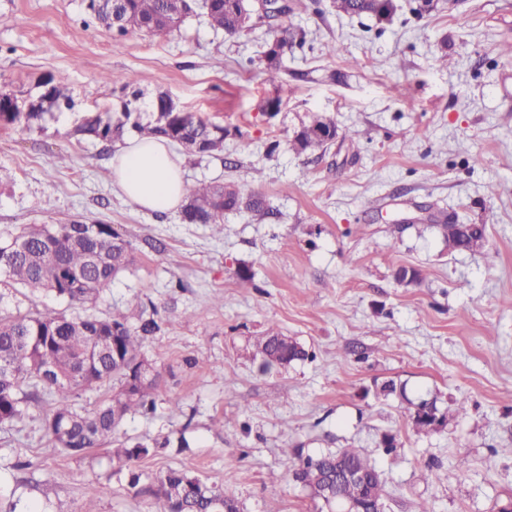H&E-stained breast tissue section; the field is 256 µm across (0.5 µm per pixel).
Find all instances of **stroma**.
Masks as SVG:
<instances>
[{
  "mask_svg": "<svg viewBox=\"0 0 512 512\" xmlns=\"http://www.w3.org/2000/svg\"><path fill=\"white\" fill-rule=\"evenodd\" d=\"M394 2L381 20L300 0L290 21L305 42L274 86L261 60L274 20L235 37L198 15L165 35H121L92 20L87 0H0V93L36 96L50 76L74 101L41 127L0 128V231L101 222L136 254L96 302L8 304L99 316L157 308L162 329L145 345L161 374L156 409L129 415L117 437L182 434L189 446L139 470L187 471L223 487L241 512H321L285 449L305 458L362 448L385 483L383 512L512 506V57L500 53L512 43V0H458L420 17L414 0ZM109 73L135 74L142 103L163 92L222 124L223 152L183 159L185 180L260 194L266 214L225 213L216 235L126 200L111 153L71 135L85 113L119 103ZM316 113L334 118L339 136L322 153L289 150ZM436 216L485 225L494 262L450 251L430 226ZM401 217L411 223L399 233ZM402 267L421 281L397 282ZM241 269L252 275L245 287ZM273 325L309 359L260 372L245 347ZM388 381L396 393H381ZM173 397L183 402L175 419ZM423 400L445 422L418 435L405 407ZM387 436L395 453L382 447ZM462 457L468 470L455 466ZM18 458L38 464L24 484L10 468ZM47 476L48 505L37 489ZM94 488L98 512L157 508L117 473L110 448L62 454L36 415L0 425V505L83 512Z\"/></svg>",
  "mask_w": 512,
  "mask_h": 512,
  "instance_id": "stroma-1",
  "label": "stroma"
}]
</instances>
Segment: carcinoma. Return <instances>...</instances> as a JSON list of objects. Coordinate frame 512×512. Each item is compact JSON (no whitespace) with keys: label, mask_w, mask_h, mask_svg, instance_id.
I'll return each mask as SVG.
<instances>
[{"label":"carcinoma","mask_w":512,"mask_h":512,"mask_svg":"<svg viewBox=\"0 0 512 512\" xmlns=\"http://www.w3.org/2000/svg\"><path fill=\"white\" fill-rule=\"evenodd\" d=\"M339 12L350 16H389L393 0L380 10L374 0H334ZM203 14L209 24L228 36L247 28L240 0H125L118 32L164 33L166 19L182 21L194 12ZM305 40L302 29L281 27L264 51L265 81H281L283 59L288 51ZM47 96L40 98L37 111L13 114L9 124L31 127L52 110L72 106L66 84L48 79L43 83ZM336 134L334 119L315 114L294 132L289 140L297 153H312L328 148V140L318 135ZM144 139L164 138L182 147L188 157H203L224 150V127L191 112H120L108 109L82 118L75 134L89 136L111 145L128 133ZM186 204L181 212L186 224H208L220 233L224 213L266 209L258 194H244L224 183L186 184ZM434 226L448 248L458 252H477L486 247V225L456 224L444 217ZM84 239L104 256L90 266L87 252L76 241ZM134 262L133 249L108 224H30L19 232L0 236V302L24 289L31 294H52L71 303L95 301L112 286V281ZM162 328L158 312L113 311L104 318L71 315L57 311L31 312L15 308L0 310V424H12L25 417L29 408L38 410L51 440L68 456L80 457L113 437L126 416L155 410V391L159 372L150 368L142 375L129 376V369L148 361L144 346ZM114 336V347L98 349L93 337ZM285 334L275 329L258 336L252 343V356L260 359L266 372L302 361L309 353L298 343H283ZM106 388L103 399L89 410L79 402L81 394ZM437 408L425 400L411 404L408 421L418 433L436 431L433 421ZM176 446L187 448L185 436L152 441L124 440L112 451L119 467L127 469V484L136 489L142 473L139 461ZM342 458L368 482L374 512H381L384 483L370 456L357 448H343L299 460L292 470L295 482L311 488ZM159 503L158 512H240L238 502L216 486H210L186 471L169 468L156 477L149 488Z\"/></svg>","instance_id":"obj_1"}]
</instances>
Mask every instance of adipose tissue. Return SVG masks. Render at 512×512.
Masks as SVG:
<instances>
[{"label":"adipose tissue","instance_id":"ef3b65f1","mask_svg":"<svg viewBox=\"0 0 512 512\" xmlns=\"http://www.w3.org/2000/svg\"><path fill=\"white\" fill-rule=\"evenodd\" d=\"M112 162L115 184L139 208L168 212L182 203V168L165 142L126 135L116 144Z\"/></svg>","mask_w":512,"mask_h":512}]
</instances>
